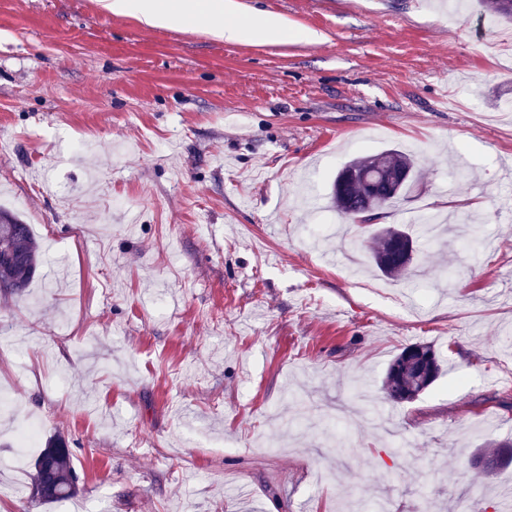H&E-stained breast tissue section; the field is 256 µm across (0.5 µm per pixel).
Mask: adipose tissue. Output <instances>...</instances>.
<instances>
[{"instance_id":"ef3b65f1","label":"adipose tissue","mask_w":512,"mask_h":512,"mask_svg":"<svg viewBox=\"0 0 512 512\" xmlns=\"http://www.w3.org/2000/svg\"><path fill=\"white\" fill-rule=\"evenodd\" d=\"M104 10L118 15H131L151 28H206L227 42L242 43L260 37L281 40L288 28L283 18L270 13H255L244 22L238 21V0H101Z\"/></svg>"}]
</instances>
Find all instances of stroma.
Here are the masks:
<instances>
[{"mask_svg": "<svg viewBox=\"0 0 512 512\" xmlns=\"http://www.w3.org/2000/svg\"><path fill=\"white\" fill-rule=\"evenodd\" d=\"M288 24L227 43L98 0H0V208L41 264L0 293V512H499L512 467V22L434 0H239ZM395 148L414 191L378 217L449 216L415 276L336 222L339 168ZM413 343L442 360L386 399ZM66 440L63 502L34 497L21 419ZM440 370L439 357L431 345H409L389 363L382 389L393 403L410 402L434 383Z\"/></svg>", "mask_w": 512, "mask_h": 512, "instance_id": "35a3bbf8", "label": "stroma"}]
</instances>
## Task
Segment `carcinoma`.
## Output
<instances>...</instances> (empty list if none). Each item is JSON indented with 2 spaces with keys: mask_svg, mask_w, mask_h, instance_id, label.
I'll return each instance as SVG.
<instances>
[{
  "mask_svg": "<svg viewBox=\"0 0 512 512\" xmlns=\"http://www.w3.org/2000/svg\"><path fill=\"white\" fill-rule=\"evenodd\" d=\"M490 13L512 19V0H482ZM351 169L368 176L371 186L359 179L333 182L331 209L346 224L373 209L385 210L406 195L413 185L414 158L398 149L354 158L341 170ZM428 239V224L415 225V231L395 225L382 226L371 236V264L383 275L399 278L411 273L415 247L414 234ZM39 267L38 245L30 226L10 212L0 209V286L3 292L19 294L29 287ZM441 370L439 357L427 344L404 347L389 363L382 389L394 403L410 402L428 389ZM33 488L41 490L44 501H61L78 492L67 443L53 437L45 443L35 462Z\"/></svg>",
  "mask_w": 512,
  "mask_h": 512,
  "instance_id": "1",
  "label": "carcinoma"
}]
</instances>
